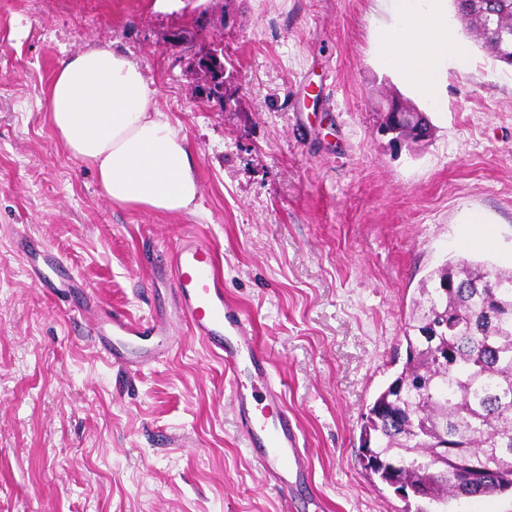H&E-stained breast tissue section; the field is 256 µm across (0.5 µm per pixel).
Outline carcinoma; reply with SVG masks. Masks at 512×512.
<instances>
[{"label":"carcinoma","mask_w":512,"mask_h":512,"mask_svg":"<svg viewBox=\"0 0 512 512\" xmlns=\"http://www.w3.org/2000/svg\"><path fill=\"white\" fill-rule=\"evenodd\" d=\"M493 28L512 34V0H487ZM492 58L512 43L485 32L474 0H455ZM406 360L374 398L361 428L364 468L398 490L424 479L433 501L512 490V269L448 261L418 288L403 332ZM478 466L483 481L465 480Z\"/></svg>","instance_id":"cac0c4a2"}]
</instances>
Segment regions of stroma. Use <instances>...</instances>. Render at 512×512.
Returning a JSON list of instances; mask_svg holds the SVG:
<instances>
[{
  "instance_id": "1",
  "label": "stroma",
  "mask_w": 512,
  "mask_h": 512,
  "mask_svg": "<svg viewBox=\"0 0 512 512\" xmlns=\"http://www.w3.org/2000/svg\"><path fill=\"white\" fill-rule=\"evenodd\" d=\"M0 0V512H403L369 478L360 430L405 358L422 281L446 261L512 267V65L483 51L449 69L431 141L397 151L378 131L392 92L377 0ZM129 54L193 151L200 195L169 215L112 205L54 135L60 62ZM223 50L228 103L198 57ZM483 219L490 247L461 231ZM62 253L95 303L135 319L169 310L177 244L216 251L285 394L309 477L266 482L247 453L224 364L186 328L135 381H116L86 335L93 308L32 285L16 229Z\"/></svg>"
}]
</instances>
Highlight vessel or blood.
Here are the masks:
<instances>
[{
  "label": "vessel or blood",
  "instance_id": "vessel-or-blood-1",
  "mask_svg": "<svg viewBox=\"0 0 512 512\" xmlns=\"http://www.w3.org/2000/svg\"><path fill=\"white\" fill-rule=\"evenodd\" d=\"M21 250L32 283L55 296L83 293L82 281L61 277L65 261L41 237L24 235ZM162 274L173 281L176 297L163 319H134L102 304L88 337L118 374L130 381L144 366L171 352V325H187L207 351L223 360L238 414L265 479L282 489L298 488L309 475L306 452L287 409L281 406L277 412L258 414L252 407L250 384L265 385L268 398L280 405L282 392L241 311L224 298V279L214 249L202 240L185 239L172 251Z\"/></svg>",
  "mask_w": 512,
  "mask_h": 512
}]
</instances>
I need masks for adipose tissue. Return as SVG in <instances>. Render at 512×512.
<instances>
[{
	"instance_id": "1",
	"label": "adipose tissue",
	"mask_w": 512,
	"mask_h": 512,
	"mask_svg": "<svg viewBox=\"0 0 512 512\" xmlns=\"http://www.w3.org/2000/svg\"><path fill=\"white\" fill-rule=\"evenodd\" d=\"M394 24L380 37V59L434 108L448 66L466 68L446 0H390ZM55 136L91 166L102 196L147 212L190 211L199 194L184 135L156 101L139 66L118 49L91 48L63 61L47 97Z\"/></svg>"
}]
</instances>
